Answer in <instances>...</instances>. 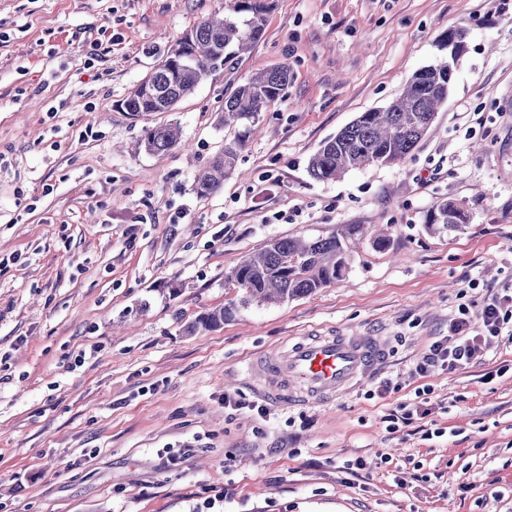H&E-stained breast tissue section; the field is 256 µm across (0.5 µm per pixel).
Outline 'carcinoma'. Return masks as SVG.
I'll list each match as a JSON object with an SVG mask.
<instances>
[{"label":"carcinoma","instance_id":"cac0c4a2","mask_svg":"<svg viewBox=\"0 0 512 512\" xmlns=\"http://www.w3.org/2000/svg\"><path fill=\"white\" fill-rule=\"evenodd\" d=\"M271 8L272 0H228L224 14L209 15L187 31L121 101L120 108L140 117L174 111L212 73L226 68L264 39ZM466 37L465 29H450L439 40V48L450 51L455 58L464 50ZM448 57L414 72L388 107L360 113L323 141L308 160L310 176L333 181L354 169L403 161L425 136L448 98L454 82ZM290 78L288 64H274L224 97L221 123L243 131L195 176L193 189L198 196L214 194L224 186V180L236 170L245 138L258 124L261 112L284 96ZM178 144L179 130L172 125L148 129L140 142L146 152L153 154L166 153ZM468 223V212L452 201L440 202L425 219L427 230L433 234L459 233ZM364 235L362 225L344 224L340 232L326 238L270 239L227 276V282L241 292L239 298L203 313L187 327L188 332L216 327L253 302L284 303L342 280Z\"/></svg>","mask_w":512,"mask_h":512}]
</instances>
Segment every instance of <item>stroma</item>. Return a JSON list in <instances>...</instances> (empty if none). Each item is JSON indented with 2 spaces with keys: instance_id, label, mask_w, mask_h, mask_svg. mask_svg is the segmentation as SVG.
<instances>
[{
  "instance_id": "35a3bbf8",
  "label": "stroma",
  "mask_w": 512,
  "mask_h": 512,
  "mask_svg": "<svg viewBox=\"0 0 512 512\" xmlns=\"http://www.w3.org/2000/svg\"><path fill=\"white\" fill-rule=\"evenodd\" d=\"M225 0H0V512H512V336L452 373L416 366L460 308L512 288V0H275L266 34L171 112L120 100ZM467 30L456 78L402 162L322 182L309 156L391 103L436 42ZM287 63L216 194L195 175L234 132L224 95ZM181 143L134 151L148 128ZM448 200L470 222L425 228ZM389 227L343 280L200 314L274 237ZM380 336L388 362L326 407H225L260 396L250 357L309 333ZM430 387L428 414L387 417ZM348 460L362 467L344 471Z\"/></svg>"
}]
</instances>
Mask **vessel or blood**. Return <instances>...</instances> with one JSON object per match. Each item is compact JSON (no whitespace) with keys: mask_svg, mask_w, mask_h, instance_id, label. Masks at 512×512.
<instances>
[{"mask_svg":"<svg viewBox=\"0 0 512 512\" xmlns=\"http://www.w3.org/2000/svg\"><path fill=\"white\" fill-rule=\"evenodd\" d=\"M387 359L386 344L370 333L307 336L267 352L249 366L272 402L326 404L370 377Z\"/></svg>","mask_w":512,"mask_h":512,"instance_id":"1","label":"vessel or blood"}]
</instances>
